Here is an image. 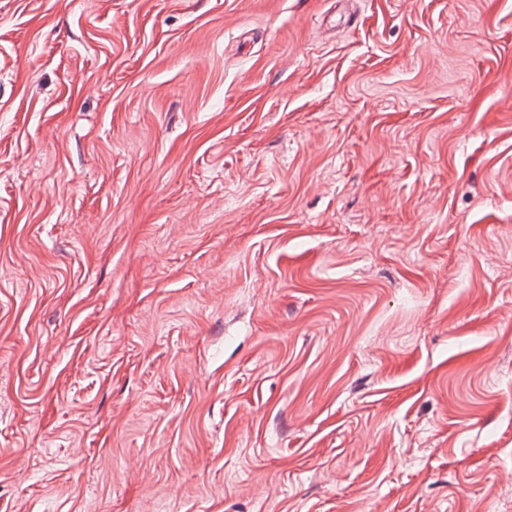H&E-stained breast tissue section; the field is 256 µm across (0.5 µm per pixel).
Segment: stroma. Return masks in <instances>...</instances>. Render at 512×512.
Here are the masks:
<instances>
[{
  "label": "stroma",
  "instance_id": "35a3bbf8",
  "mask_svg": "<svg viewBox=\"0 0 512 512\" xmlns=\"http://www.w3.org/2000/svg\"><path fill=\"white\" fill-rule=\"evenodd\" d=\"M0 512H512V0H0Z\"/></svg>",
  "mask_w": 512,
  "mask_h": 512
}]
</instances>
